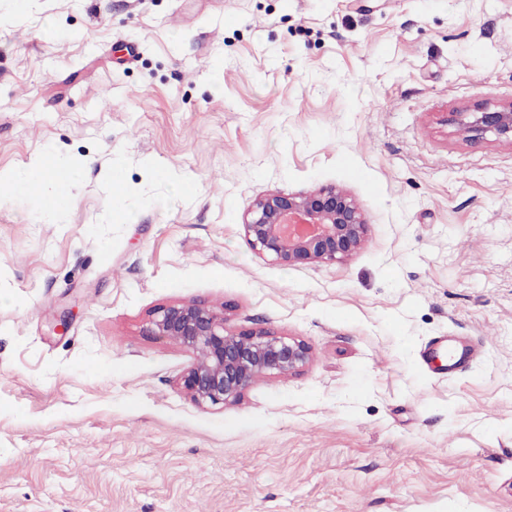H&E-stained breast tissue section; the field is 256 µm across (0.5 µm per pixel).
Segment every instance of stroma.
<instances>
[{"instance_id": "1", "label": "stroma", "mask_w": 512, "mask_h": 512, "mask_svg": "<svg viewBox=\"0 0 512 512\" xmlns=\"http://www.w3.org/2000/svg\"><path fill=\"white\" fill-rule=\"evenodd\" d=\"M510 101L512 0H0V173L82 164L58 218L0 194V512H512V144L456 124ZM326 186L359 252L247 245ZM181 301L311 360L199 406ZM242 227L252 250L281 266L298 267L336 263L356 254L367 240L369 224L345 190L329 186L270 192L256 201Z\"/></svg>"}]
</instances>
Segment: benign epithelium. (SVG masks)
Listing matches in <instances>:
<instances>
[{
	"label": "benign epithelium",
	"instance_id": "1",
	"mask_svg": "<svg viewBox=\"0 0 512 512\" xmlns=\"http://www.w3.org/2000/svg\"><path fill=\"white\" fill-rule=\"evenodd\" d=\"M460 131L467 137L491 132L511 143L512 102L461 113ZM242 227L252 250L281 266L298 267L356 254L367 240L369 224L345 190L329 186L300 193L270 192L256 201ZM149 331L193 353L194 363L182 384L201 406L233 405L256 381L290 377L311 360L305 342L263 329L229 331L223 315L194 301L158 309Z\"/></svg>",
	"mask_w": 512,
	"mask_h": 512
}]
</instances>
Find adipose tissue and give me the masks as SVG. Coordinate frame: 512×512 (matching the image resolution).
I'll list each match as a JSON object with an SVG mask.
<instances>
[{
	"label": "adipose tissue",
	"mask_w": 512,
	"mask_h": 512,
	"mask_svg": "<svg viewBox=\"0 0 512 512\" xmlns=\"http://www.w3.org/2000/svg\"><path fill=\"white\" fill-rule=\"evenodd\" d=\"M80 172L79 165L60 164L46 160H37L28 164L23 170L6 175V186L13 191H26L31 184L50 185L51 190L45 197L46 212L50 217H57L66 210L72 200L69 187Z\"/></svg>",
	"instance_id": "obj_1"
}]
</instances>
